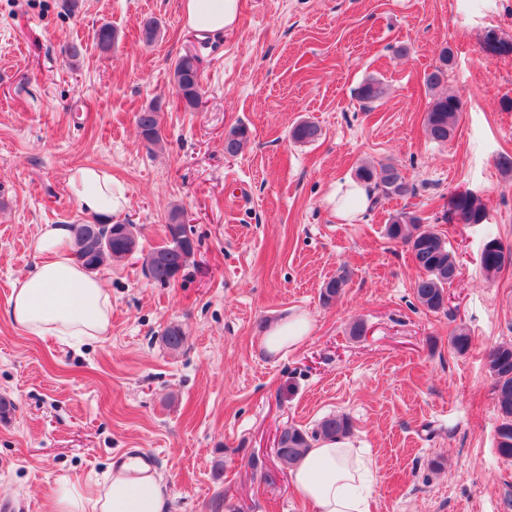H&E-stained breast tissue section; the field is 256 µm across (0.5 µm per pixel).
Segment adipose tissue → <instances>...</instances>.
Returning <instances> with one entry per match:
<instances>
[{"instance_id":"1","label":"adipose tissue","mask_w":512,"mask_h":512,"mask_svg":"<svg viewBox=\"0 0 512 512\" xmlns=\"http://www.w3.org/2000/svg\"><path fill=\"white\" fill-rule=\"evenodd\" d=\"M181 9L187 26L205 36L234 26L237 0H183ZM68 190L83 210L100 217L119 215L128 207L124 184L98 165L73 169ZM372 195L370 184L344 180L331 186L325 201L340 223L352 224L368 208ZM73 243V225H40L34 247L41 260L12 289L8 315L27 335L55 336L79 347L108 333L112 299L102 279L74 259ZM311 331L309 317L293 312L266 330L261 345L276 355L301 345ZM290 477L313 512H374L368 462L347 442L315 443L291 468ZM165 507L160 479L144 467L131 475L129 465L123 464L94 494L66 481L59 483L52 512H164Z\"/></svg>"}]
</instances>
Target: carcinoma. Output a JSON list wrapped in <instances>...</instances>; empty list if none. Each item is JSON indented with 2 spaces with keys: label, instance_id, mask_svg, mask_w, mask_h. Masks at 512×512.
Segmentation results:
<instances>
[{
  "label": "carcinoma",
  "instance_id": "carcinoma-1",
  "mask_svg": "<svg viewBox=\"0 0 512 512\" xmlns=\"http://www.w3.org/2000/svg\"><path fill=\"white\" fill-rule=\"evenodd\" d=\"M484 45L493 47V51L512 53V40H506L493 30L484 37ZM441 65L425 76L426 85L436 90L441 87L447 77L446 66L450 60L449 49L440 55ZM198 58L181 56L174 66L173 79L179 92L185 99V107L193 109L200 100V84L197 75ZM384 94L382 84L375 80L365 81L359 88L357 96L360 101L370 103L380 99ZM462 112L460 99L448 93L434 95L425 112L424 127L427 136L438 143L448 141L453 134ZM139 137L147 147L160 144L161 116L159 108L149 106L142 109L135 117ZM321 135L318 125L303 121L295 125L290 136L293 141L307 143L317 140ZM248 135L244 128L231 130L224 138V152L229 156L238 155ZM359 182H375L381 197H403L410 192V185L400 170L393 164H382L375 167L364 163L356 170ZM453 215L462 224H482L488 219L485 203L471 192H463L455 196L452 202ZM184 216L181 208L174 207L169 214V222L165 225L167 243L150 249L141 255L142 264L150 265L152 281L168 284L175 280L184 269L189 258L194 255L195 242L188 236L185 223L180 221ZM387 236L401 241L408 246L412 261L420 271L416 283V297L421 306L432 312L445 309L448 290L457 276V264L448 247V241L437 233L424 228L423 218L415 212H402L391 219L386 227ZM129 252L128 244L120 238H112V243L104 246L95 257L84 263V266H102L106 261L122 259ZM506 261L501 248V241L491 238L487 241L481 254V267L486 276L491 277L499 272ZM347 283L346 272H341L325 282L321 292L322 301L331 303L341 294ZM163 343L173 352H179L186 343V336L178 324L169 325L163 334ZM488 369L493 378L495 405L501 420L496 430V444L500 454L512 458V344L503 343L493 347L488 354ZM351 430L349 419L344 416H328L318 425L316 431L308 433L296 425H289L281 432L278 459L284 465L291 466L300 459L311 441L318 439L339 440Z\"/></svg>",
  "mask_w": 512,
  "mask_h": 512
}]
</instances>
